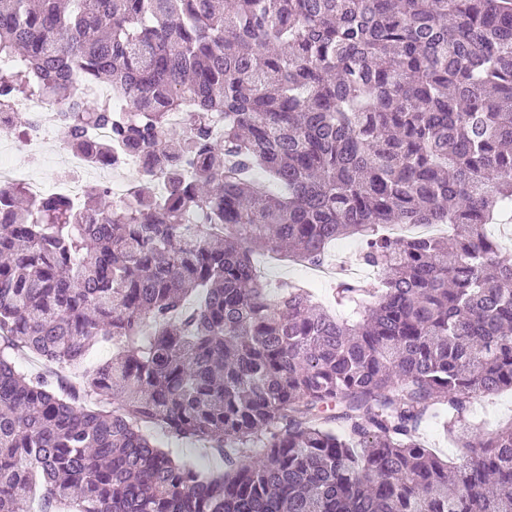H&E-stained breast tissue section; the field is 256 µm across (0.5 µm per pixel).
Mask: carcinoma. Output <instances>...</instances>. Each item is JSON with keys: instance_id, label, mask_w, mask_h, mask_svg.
<instances>
[{"instance_id": "cac0c4a2", "label": "carcinoma", "mask_w": 512, "mask_h": 512, "mask_svg": "<svg viewBox=\"0 0 512 512\" xmlns=\"http://www.w3.org/2000/svg\"><path fill=\"white\" fill-rule=\"evenodd\" d=\"M38 98L66 148L152 175L126 206L0 191V512H512V423L468 417L512 390L487 232L512 210V0H0V126ZM342 236L377 294L270 297L253 252L318 266ZM443 411L455 461L420 441ZM153 438L162 448L168 449L176 458L191 461L200 468L204 469H222V461L215 458L211 453L203 448L198 442L177 439L162 431L160 428H152Z\"/></svg>"}]
</instances>
